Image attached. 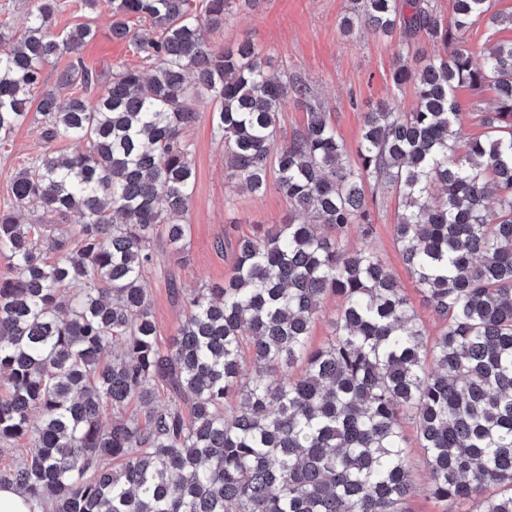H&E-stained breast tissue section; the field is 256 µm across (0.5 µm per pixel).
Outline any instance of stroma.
<instances>
[{
    "label": "stroma",
    "instance_id": "obj_1",
    "mask_svg": "<svg viewBox=\"0 0 512 512\" xmlns=\"http://www.w3.org/2000/svg\"><path fill=\"white\" fill-rule=\"evenodd\" d=\"M55 31H68L81 24H92L95 41L81 52L86 67L108 76L113 65L122 63L139 69L147 64L132 47L114 40L110 25L111 10L102 0L94 12H87L82 0H59ZM355 0H256L254 6L234 10L224 22V42L231 45L250 38L267 56L272 70L288 78L306 81L311 88L308 102L288 101L281 117L277 144H284L303 128L308 106L326 112L349 152H356L364 115L377 102L393 98L402 110H412L416 98L412 89L396 90L392 82L394 47L389 39L361 28L344 34L341 21L354 7ZM461 111L469 119L466 138L486 132L477 118L495 105L492 88L476 91L463 87L456 92ZM202 118L187 132L195 147V182L188 213L185 257L171 256L164 234H157L152 248L158 256L147 275L151 310L162 345H169L183 318V303L174 288L188 290L203 285L221 284L232 274L231 249L237 239L255 237L277 225L287 223L291 214L286 198L276 187L261 196L237 191L224 177V148L214 133L208 116L210 106L200 103ZM43 148V122L39 113L0 143V211L13 204L11 182L16 172ZM399 201L394 192L382 194L372 213L373 231L362 225L348 226L344 242L349 248L365 247L376 252L400 282L430 334H437L440 321L423 300L421 290L410 276L396 244L393 226ZM409 456L417 489L410 499L412 512H466V504L444 502L426 491L427 472L423 452L410 445Z\"/></svg>",
    "mask_w": 512,
    "mask_h": 512
}]
</instances>
